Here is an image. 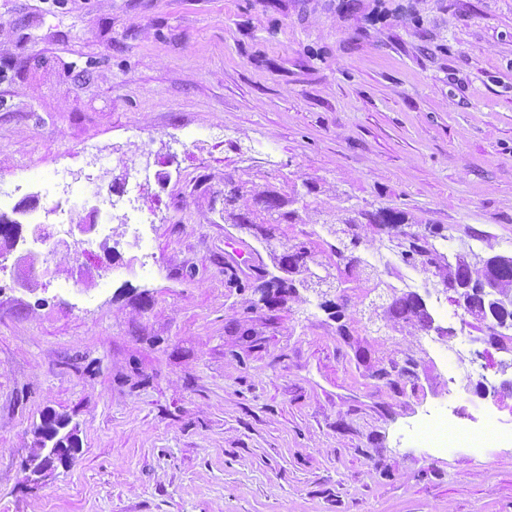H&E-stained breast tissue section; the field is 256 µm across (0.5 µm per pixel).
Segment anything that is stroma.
I'll use <instances>...</instances> for the list:
<instances>
[{"label":"stroma","mask_w":512,"mask_h":512,"mask_svg":"<svg viewBox=\"0 0 512 512\" xmlns=\"http://www.w3.org/2000/svg\"><path fill=\"white\" fill-rule=\"evenodd\" d=\"M89 143L102 167L69 222L156 164L136 191L154 272L120 213L27 288L0 250V512H512V355L473 363L465 329L450 378L417 323L367 325L364 280L343 334L314 294L267 306L249 265L226 271L235 243L265 270L284 241L324 261L340 206L439 228L450 256H512V0H0V185L22 186L5 213L35 196L53 223L23 178L87 170ZM265 196L297 223L238 227ZM491 411L481 453L411 439ZM50 412L80 451L35 484L21 462Z\"/></svg>","instance_id":"35a3bbf8"}]
</instances>
